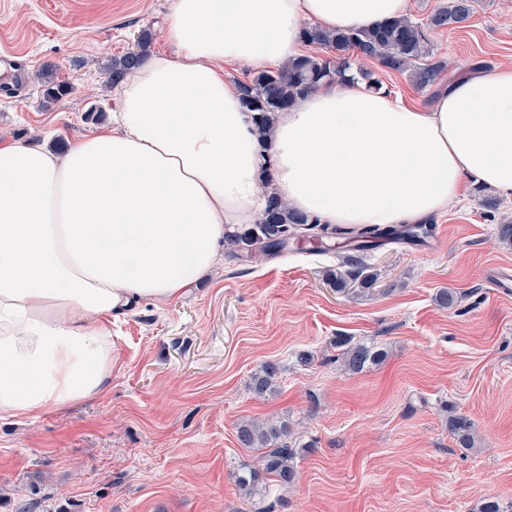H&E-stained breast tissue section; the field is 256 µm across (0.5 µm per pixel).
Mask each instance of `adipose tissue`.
Listing matches in <instances>:
<instances>
[{"label": "adipose tissue", "instance_id": "1", "mask_svg": "<svg viewBox=\"0 0 512 512\" xmlns=\"http://www.w3.org/2000/svg\"><path fill=\"white\" fill-rule=\"evenodd\" d=\"M410 0H174L123 79L115 127L68 151L0 140V420L112 384L113 313L167 301L214 268L272 193L320 223L420 224L473 183L512 196V65L472 69L420 110L362 82L277 114L273 180L231 64L296 56L305 23L373 28Z\"/></svg>", "mask_w": 512, "mask_h": 512}]
</instances>
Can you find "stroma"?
I'll list each match as a JSON object with an SVG mask.
<instances>
[{
    "label": "stroma",
    "instance_id": "obj_1",
    "mask_svg": "<svg viewBox=\"0 0 512 512\" xmlns=\"http://www.w3.org/2000/svg\"><path fill=\"white\" fill-rule=\"evenodd\" d=\"M173 0H0V49L27 58L28 92L0 100V138L63 151L97 131L89 107L116 110L104 67L136 44L170 52ZM468 27L436 32L450 71L512 64V0H477ZM70 93L48 103L37 78ZM469 188L436 218L439 236L365 254L371 287L339 290L325 273L345 256L288 250L262 262L222 255L183 296L138 302L112 317V386L73 408L0 421V512H247L233 479L256 465L239 447L242 419L287 421L302 445L297 479L269 497L274 512H474L512 507V269L496 211ZM452 290L453 307L438 305ZM384 349L344 369L337 337ZM278 362L275 392L252 376ZM474 423L473 449L448 413ZM448 415V432L461 448L474 447V424L465 415L453 411Z\"/></svg>",
    "mask_w": 512,
    "mask_h": 512
}]
</instances>
